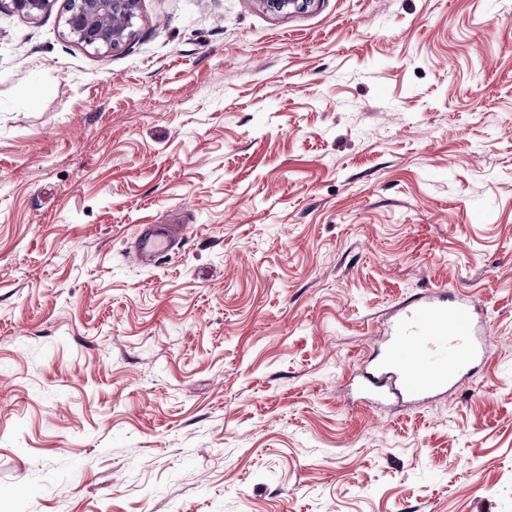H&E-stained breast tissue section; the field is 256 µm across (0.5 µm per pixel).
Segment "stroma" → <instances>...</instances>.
Instances as JSON below:
<instances>
[{"label": "stroma", "mask_w": 512, "mask_h": 512, "mask_svg": "<svg viewBox=\"0 0 512 512\" xmlns=\"http://www.w3.org/2000/svg\"><path fill=\"white\" fill-rule=\"evenodd\" d=\"M64 17L0 10V512H512V0ZM436 285L473 380L355 403ZM141 0H67L65 26L79 44L114 50L127 41ZM185 236L184 224H150L138 236L130 253L138 264L151 266L160 257L167 255Z\"/></svg>", "instance_id": "35a3bbf8"}]
</instances>
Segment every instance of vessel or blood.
Returning a JSON list of instances; mask_svg holds the SVG:
<instances>
[{
  "label": "vessel or blood",
  "mask_w": 512,
  "mask_h": 512,
  "mask_svg": "<svg viewBox=\"0 0 512 512\" xmlns=\"http://www.w3.org/2000/svg\"><path fill=\"white\" fill-rule=\"evenodd\" d=\"M186 236L182 224H152L131 251L140 265L150 266ZM488 331L470 296L437 287L404 300L394 310L372 371L353 375L365 401H390L411 408L447 395L472 361L484 357Z\"/></svg>",
  "instance_id": "b4317fda"
}]
</instances>
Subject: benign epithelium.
<instances>
[{
    "label": "benign epithelium",
    "mask_w": 512,
    "mask_h": 512,
    "mask_svg": "<svg viewBox=\"0 0 512 512\" xmlns=\"http://www.w3.org/2000/svg\"><path fill=\"white\" fill-rule=\"evenodd\" d=\"M12 10L33 17L51 8L55 0H9ZM312 0H262L272 11L288 13L308 7ZM141 0H66L65 26L79 44L114 50L127 41Z\"/></svg>",
    "instance_id": "1"
}]
</instances>
